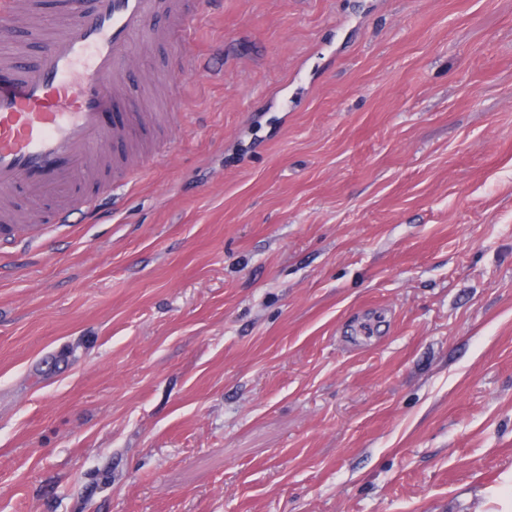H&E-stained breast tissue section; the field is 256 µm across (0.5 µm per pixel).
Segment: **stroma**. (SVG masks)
Instances as JSON below:
<instances>
[{"instance_id": "1", "label": "stroma", "mask_w": 512, "mask_h": 512, "mask_svg": "<svg viewBox=\"0 0 512 512\" xmlns=\"http://www.w3.org/2000/svg\"><path fill=\"white\" fill-rule=\"evenodd\" d=\"M24 2L30 63L67 14ZM195 35L133 47L172 117L141 177L0 235V512H475L512 474V0Z\"/></svg>"}]
</instances>
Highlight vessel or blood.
<instances>
[{"instance_id":"b4317fda","label":"vessel or blood","mask_w":512,"mask_h":512,"mask_svg":"<svg viewBox=\"0 0 512 512\" xmlns=\"http://www.w3.org/2000/svg\"><path fill=\"white\" fill-rule=\"evenodd\" d=\"M205 0H79L67 23L48 36L34 64L0 54V227L21 238L42 234L37 215L18 223L16 191L53 200L54 223L93 212L137 175V150L152 144L163 115L134 110L128 65L141 39L183 46ZM165 27H154L155 17ZM124 114L107 117L114 106Z\"/></svg>"}]
</instances>
